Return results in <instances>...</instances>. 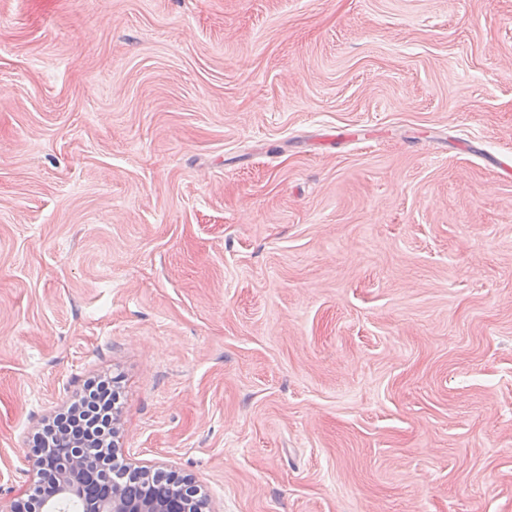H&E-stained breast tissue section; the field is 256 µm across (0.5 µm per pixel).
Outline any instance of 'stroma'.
I'll return each mask as SVG.
<instances>
[{
    "instance_id": "1",
    "label": "stroma",
    "mask_w": 512,
    "mask_h": 512,
    "mask_svg": "<svg viewBox=\"0 0 512 512\" xmlns=\"http://www.w3.org/2000/svg\"><path fill=\"white\" fill-rule=\"evenodd\" d=\"M99 377L210 512H512V0H0V512Z\"/></svg>"
}]
</instances>
